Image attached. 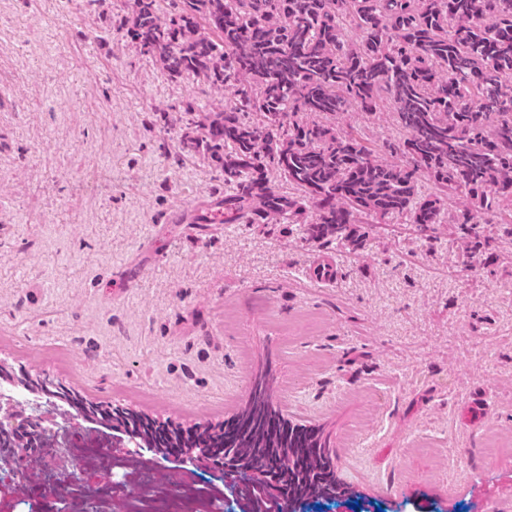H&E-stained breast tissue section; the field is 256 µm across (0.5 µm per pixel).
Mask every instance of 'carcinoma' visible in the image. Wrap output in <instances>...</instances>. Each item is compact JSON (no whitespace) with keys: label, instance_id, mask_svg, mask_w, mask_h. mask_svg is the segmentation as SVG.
Wrapping results in <instances>:
<instances>
[{"label":"carcinoma","instance_id":"cac0c4a2","mask_svg":"<svg viewBox=\"0 0 512 512\" xmlns=\"http://www.w3.org/2000/svg\"><path fill=\"white\" fill-rule=\"evenodd\" d=\"M124 0L140 54L173 77L232 87L224 110L183 107L186 156L224 175V211L244 224H307L314 240L357 241L354 224L495 223L512 204V0ZM341 112L391 114L399 137L377 156L336 129ZM462 208L448 211V196ZM56 410L85 408L76 394L37 382ZM258 374L249 402L224 428L197 434L233 453L237 481L254 470L306 495L336 494L320 433L293 425ZM89 414L124 424L106 448L135 437L165 448L156 422L108 408ZM42 433L0 438L11 448H60Z\"/></svg>","mask_w":512,"mask_h":512}]
</instances>
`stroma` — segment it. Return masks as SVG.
Returning <instances> with one entry per match:
<instances>
[{
  "label": "stroma",
  "mask_w": 512,
  "mask_h": 512,
  "mask_svg": "<svg viewBox=\"0 0 512 512\" xmlns=\"http://www.w3.org/2000/svg\"><path fill=\"white\" fill-rule=\"evenodd\" d=\"M227 89L139 55L120 0H0V366L180 430L223 425L262 367L292 423L323 428L338 493L304 512L512 505V224H360L357 246L287 224H171L224 189L179 149L180 110ZM337 126L374 149L393 125ZM486 249L473 248L474 240ZM334 254V285L302 275ZM141 266L120 290L113 278ZM497 443L491 456L486 444ZM36 460L0 480L32 512Z\"/></svg>",
  "instance_id": "stroma-1"
}]
</instances>
